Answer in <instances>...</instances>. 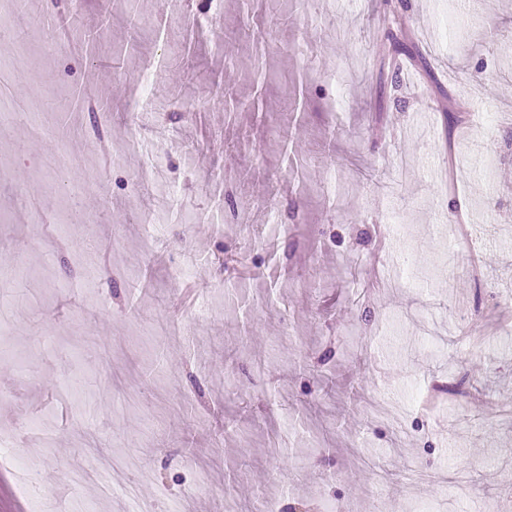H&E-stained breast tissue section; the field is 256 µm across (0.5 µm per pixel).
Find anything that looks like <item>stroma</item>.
I'll return each mask as SVG.
<instances>
[{
	"label": "stroma",
	"mask_w": 512,
	"mask_h": 512,
	"mask_svg": "<svg viewBox=\"0 0 512 512\" xmlns=\"http://www.w3.org/2000/svg\"><path fill=\"white\" fill-rule=\"evenodd\" d=\"M36 6L74 25L0 51V268L25 293L0 302V435L62 512H503L512 319L484 318L512 310V0ZM478 385L492 412L467 413Z\"/></svg>",
	"instance_id": "1"
}]
</instances>
